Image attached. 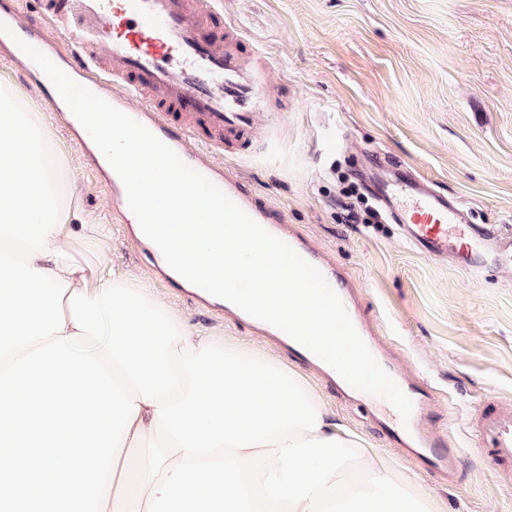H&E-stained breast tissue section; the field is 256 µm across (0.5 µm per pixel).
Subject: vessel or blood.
Listing matches in <instances>:
<instances>
[{
  "instance_id": "obj_1",
  "label": "vessel or blood",
  "mask_w": 512,
  "mask_h": 512,
  "mask_svg": "<svg viewBox=\"0 0 512 512\" xmlns=\"http://www.w3.org/2000/svg\"><path fill=\"white\" fill-rule=\"evenodd\" d=\"M29 11V32H48L46 55L66 73L89 76V89L146 126L190 167L205 175L268 232L288 243L322 273L340 296L358 334L403 392L413 408L409 423L398 413L377 408L379 425L400 448L422 460L433 474L454 476L457 449L425 430L430 400L424 380L410 376L366 328L348 280L325 268L316 249L289 225L285 214L216 161L232 147L252 156L256 122L267 116L271 67L240 46L232 24L223 35L211 34L219 15L217 0H39ZM35 75L50 111L65 126L75 117L53 84L26 55L16 58ZM375 177L373 195L393 216L402 237L433 260L455 259L479 276L491 266L512 264V230L473 223L458 201L405 166L368 156ZM112 197V221L135 223L120 178L106 182ZM466 421L474 433L472 447L486 450L494 464L512 463V410L489 401Z\"/></svg>"
}]
</instances>
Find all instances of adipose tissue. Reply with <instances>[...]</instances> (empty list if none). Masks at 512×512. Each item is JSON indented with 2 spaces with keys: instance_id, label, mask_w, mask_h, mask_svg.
I'll list each match as a JSON object with an SVG mask.
<instances>
[{
  "instance_id": "ef3b65f1",
  "label": "adipose tissue",
  "mask_w": 512,
  "mask_h": 512,
  "mask_svg": "<svg viewBox=\"0 0 512 512\" xmlns=\"http://www.w3.org/2000/svg\"><path fill=\"white\" fill-rule=\"evenodd\" d=\"M0 82V512H436L303 376L192 332L131 277Z\"/></svg>"
}]
</instances>
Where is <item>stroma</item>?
<instances>
[{
	"instance_id": "1",
	"label": "stroma",
	"mask_w": 512,
	"mask_h": 512,
	"mask_svg": "<svg viewBox=\"0 0 512 512\" xmlns=\"http://www.w3.org/2000/svg\"><path fill=\"white\" fill-rule=\"evenodd\" d=\"M244 48L273 68L269 154L219 161L281 210L335 269L351 278L367 322L422 368L438 395L429 427L467 438L464 409L512 406V267L472 277L418 254L397 224H347L349 204L371 202L364 157L408 163L470 209L475 223L512 227V0H220ZM0 80L38 112L67 166L80 213L110 224L101 268L175 307L190 329L251 342L246 323L197 308L150 282L139 246L111 224V201L83 164L67 128L0 57ZM318 389L342 424L368 439L435 498L438 512H512V468L462 448L448 485L369 429L363 406Z\"/></svg>"
}]
</instances>
